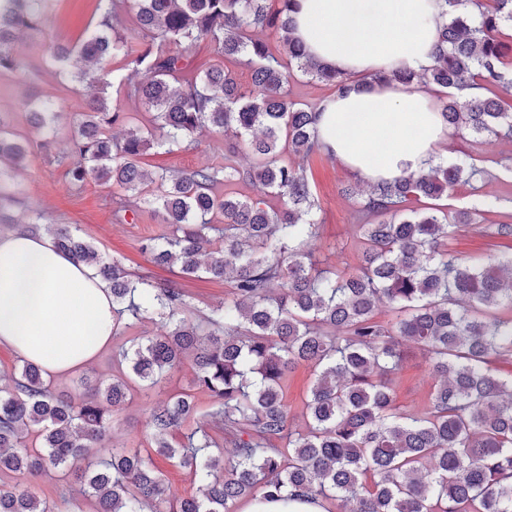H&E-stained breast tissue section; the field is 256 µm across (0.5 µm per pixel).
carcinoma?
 <instances>
[{
	"label": "carcinoma",
	"mask_w": 512,
	"mask_h": 512,
	"mask_svg": "<svg viewBox=\"0 0 512 512\" xmlns=\"http://www.w3.org/2000/svg\"><path fill=\"white\" fill-rule=\"evenodd\" d=\"M99 16L78 44L49 45L59 73L87 90L86 110L71 130L74 183L93 179L122 195L117 212L151 207L171 236L140 251L186 277L231 284L224 301L192 317L174 283L137 277L109 260L69 224L34 220L24 232L48 235L59 251L89 267L125 312L154 315L162 330L123 351L127 373L89 388L80 401L52 391L36 363L20 360L12 386L0 390V471L36 479L71 468L88 448L102 452L76 476L100 512H236L243 498L307 497L336 512H512V378L493 362L512 356V254L461 259L448 251L453 229L512 237V224H485L499 198L479 194L470 207L418 208L467 184L470 156L381 181L347 185L364 223L361 263L320 268L304 244L317 235V204L307 166L334 159L315 135L318 105L290 99L293 68L352 89L349 76L308 55L292 34L297 0H99ZM455 6L420 71L398 68L366 83L433 85L444 91L441 116L453 134L512 138V112L498 93L512 91L503 70L501 28L512 0H448ZM133 4L128 31L116 14ZM48 0H0V76L20 70L13 44L41 31ZM270 30L274 50L257 32ZM206 40L222 62L188 68L184 50ZM233 65L251 81L241 84ZM133 99L144 119L121 139ZM56 105L38 96L23 105L26 126L55 135ZM0 113V183L44 147L10 128ZM209 130L224 136V161L168 175L147 173L153 148L190 150ZM252 162L236 164L239 148ZM228 182L255 197L221 190ZM277 204L271 205L267 198ZM385 305L389 319L377 318ZM411 343L431 364L429 405L400 410L388 375ZM192 356V387L215 408L198 414L195 397L178 394L146 409L147 447L110 448L113 417L130 391H145ZM304 364L312 372L307 423L292 430L283 381ZM35 432L40 446L27 447ZM230 439L225 458L214 449ZM191 470L199 496L176 495L153 456ZM0 512H53L31 493L0 486Z\"/></svg>",
	"instance_id": "1"
}]
</instances>
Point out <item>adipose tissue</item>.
Returning a JSON list of instances; mask_svg holds the SVG:
<instances>
[{
    "mask_svg": "<svg viewBox=\"0 0 512 512\" xmlns=\"http://www.w3.org/2000/svg\"><path fill=\"white\" fill-rule=\"evenodd\" d=\"M445 11L443 0H299L294 18L312 57L360 80L429 66ZM321 112L319 138L370 182L426 170L450 136L417 87L359 85ZM114 324L112 298L89 269L47 237L0 235V345L59 376L93 361Z\"/></svg>",
    "mask_w": 512,
    "mask_h": 512,
    "instance_id": "adipose-tissue-1",
    "label": "adipose tissue"
}]
</instances>
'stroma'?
<instances>
[{
  "label": "stroma",
  "mask_w": 512,
  "mask_h": 512,
  "mask_svg": "<svg viewBox=\"0 0 512 512\" xmlns=\"http://www.w3.org/2000/svg\"><path fill=\"white\" fill-rule=\"evenodd\" d=\"M98 0H57L48 14L42 34L27 37L16 45L14 54L22 63L23 72L0 77V111L18 112L30 93L36 92L57 102L60 110V134L51 149L33 148L15 179L23 192L16 199H4L1 204L17 223H27L33 213H40L45 224H69L81 234L94 240L104 256L121 260L134 274L150 277L157 282L177 283L192 299L200 311L223 301L228 283L204 278L186 279L177 270L161 267L139 251L140 240L168 234V225L159 223L151 213H143L134 223L120 224L115 219L116 205L113 190L94 181L72 183L64 175L70 153L68 132L85 107V99L70 90V83L60 76L48 61L46 40L74 43L80 40L97 13ZM450 157L469 154L482 174L472 185H465L447 199L449 210L469 207L476 192L501 197V207L485 217L489 224H512V170L505 165L512 156V143L484 137L459 135L448 145ZM224 140L219 136H204L198 150L146 156L143 166L147 170L164 167L181 172L221 162ZM309 182L318 202V237L309 242L322 265L343 263L358 266L361 247L356 235V206L353 200L340 192L343 184L354 176L338 161L313 160L308 169ZM449 248L462 258L490 256L512 251V238L494 237L474 233L459 227L449 240ZM157 324L151 315L126 319L120 333L88 365L69 374L52 378L54 389L80 399L98 380L122 374L126 366L117 355L122 346L139 336H151ZM191 362L164 378L151 392L143 396L132 392L125 408L114 417L110 444L116 448L130 447L146 439L144 411L165 404L173 395L191 390ZM395 390V403L404 411L418 412L428 402L432 380L428 362L419 349L411 347L399 369L391 374ZM0 485L28 489L53 504L55 512H96L93 501L79 493V486L70 476L46 475L32 481L27 477L0 472Z\"/></svg>",
  "instance_id": "1"
}]
</instances>
